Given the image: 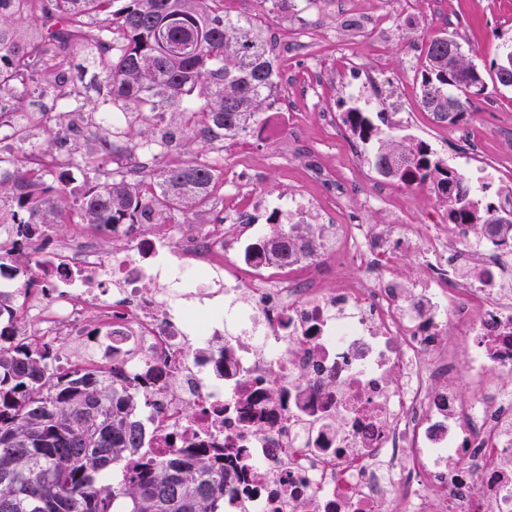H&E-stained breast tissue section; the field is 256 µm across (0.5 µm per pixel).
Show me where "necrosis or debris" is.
Masks as SVG:
<instances>
[{"mask_svg": "<svg viewBox=\"0 0 512 512\" xmlns=\"http://www.w3.org/2000/svg\"><path fill=\"white\" fill-rule=\"evenodd\" d=\"M278 214L296 246L285 267L244 260L260 224L234 240L219 224L188 240L123 224L121 252L111 226L80 224L50 252L22 241L42 287L0 272V292L56 366L154 371L145 447L223 449L224 512H512V229L329 224L309 200ZM404 250L423 281L390 275Z\"/></svg>", "mask_w": 512, "mask_h": 512, "instance_id": "necrosis-or-debris-1", "label": "necrosis or debris"}]
</instances>
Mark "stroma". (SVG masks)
<instances>
[{
	"label": "stroma",
	"instance_id": "obj_1",
	"mask_svg": "<svg viewBox=\"0 0 512 512\" xmlns=\"http://www.w3.org/2000/svg\"><path fill=\"white\" fill-rule=\"evenodd\" d=\"M364 2L368 10L385 17L391 33L386 43H378L370 33L347 36L344 28L352 0H292L284 13L270 11L258 0H227L226 9L249 14L271 39L278 72L288 78V88L280 92L274 109L300 114L297 152L314 166L335 168L336 179H312L308 170L280 155L277 143L249 135L228 141L226 150L215 158L223 171L213 192L216 210H223L226 187L240 165L247 163L252 167L255 192L267 201L266 208L254 212L251 221L270 232L278 224L274 213L278 199L292 189L325 205L342 201L348 210L360 211L367 224H393L406 217L421 224L444 223V211L433 209L426 199L406 195L399 185L374 202L350 193V186L369 182L373 175L378 143L361 141L352 134L333 137L323 115L344 113L351 105L372 119L387 116L386 135L426 142L445 163L490 183L492 189L512 187V178L467 162L470 143L461 137L462 132L473 131L485 155L512 159V87L488 84L484 98L466 122L453 126L434 122L424 111L418 83L425 43L443 34L454 36L466 59L484 75H491L502 45L512 43V0H415L405 14L395 9L393 0ZM82 63L81 56L73 57L83 88L75 109L91 126L103 112L109 94L101 75L83 68ZM368 73L376 74L380 93L369 98L349 94L345 85L351 77ZM52 135L66 139L68 149L79 156L99 149L96 140L72 134L65 115L60 114L49 126H36L30 139L34 150H41Z\"/></svg>",
	"mask_w": 512,
	"mask_h": 512
}]
</instances>
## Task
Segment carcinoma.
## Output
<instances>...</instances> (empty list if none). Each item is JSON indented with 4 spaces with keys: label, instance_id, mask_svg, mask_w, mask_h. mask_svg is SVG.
<instances>
[{
    "label": "carcinoma",
    "instance_id": "obj_1",
    "mask_svg": "<svg viewBox=\"0 0 512 512\" xmlns=\"http://www.w3.org/2000/svg\"><path fill=\"white\" fill-rule=\"evenodd\" d=\"M90 14L103 19L96 33L86 31ZM83 56L104 76L112 105L120 112L181 117L176 145L191 148L247 133L277 100L276 58L270 41L251 17L224 10V0H0V92L13 91L12 104L0 107V126L28 119L26 80L41 69V91L63 99L78 88L70 58ZM484 81L465 58L448 57L442 38L426 44L420 71V103L436 123H448V103L464 121L474 108L468 81ZM343 122L365 141L380 142L374 166L398 161L393 179L430 180L448 195V222L472 224L471 192L461 171L435 157L422 142L387 139L357 107ZM92 135L101 150L71 158L83 182L51 173L45 153L0 157V185L12 186L11 209L0 225L16 226V237L31 226L58 229L68 195L73 224H149L172 211L211 205L217 171L196 160L175 159L155 167L112 170L116 156L151 146L150 133L135 141L128 129L98 126ZM259 253L289 263L295 246L279 232L267 236ZM10 296L0 295V512H224V468L200 449L194 460H158L143 453L138 413L149 405L132 380L112 369L107 382L91 371H62L54 348L13 340L24 321ZM137 457L132 472L113 484L112 470Z\"/></svg>",
    "mask_w": 512,
    "mask_h": 512
}]
</instances>
